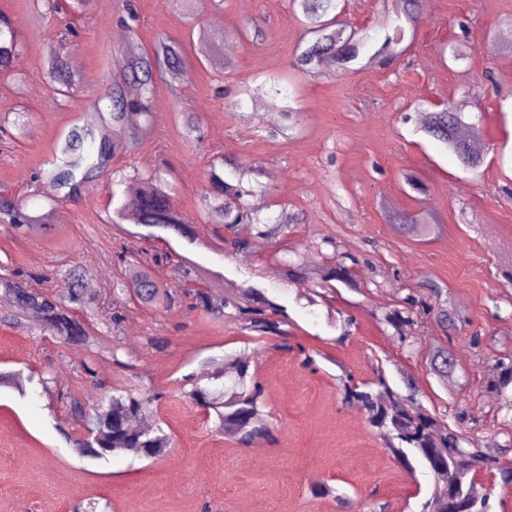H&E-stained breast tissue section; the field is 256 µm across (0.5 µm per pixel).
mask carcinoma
I'll return each instance as SVG.
<instances>
[{
  "instance_id": "cac0c4a2",
  "label": "carcinoma",
  "mask_w": 512,
  "mask_h": 512,
  "mask_svg": "<svg viewBox=\"0 0 512 512\" xmlns=\"http://www.w3.org/2000/svg\"><path fill=\"white\" fill-rule=\"evenodd\" d=\"M301 13L306 33L313 35L307 46L295 56L294 66L306 73H315L326 62L358 57L371 36L354 31L343 36L336 27L337 0H293ZM20 41L10 22L0 15V71L9 69L18 54ZM48 69L57 84V93L65 96L76 82L69 50L54 49L48 57ZM191 70L176 45L159 43L154 49L123 54V72L107 87L104 98L109 111L99 104L91 106L93 115L82 124L72 126L59 139L51 168L35 176L55 187L53 205L65 207L78 200L84 190L108 170L122 154L132 152L152 132L155 115L149 102L158 78L187 80ZM271 83L265 98L279 110L280 122L272 136L288 139L297 134L301 113L279 100L282 94L280 79L269 77L255 86H245L240 94L249 99L255 92ZM138 87L135 96L127 92V85ZM464 115L452 106L430 113L422 131L440 141L455 153L469 169L476 171L484 163V145L476 139L464 138L459 129ZM261 172L221 158L211 166L208 188L202 197V220L228 231L238 224H249L254 230L250 239L232 241L235 249L252 252L259 244L275 242L288 236L298 218L283 210L275 218L264 214V207L252 199L265 193L266 186L258 180ZM140 183L137 193L124 196L114 213L120 223L130 222L149 227H161L181 237H191L195 219L175 210L171 203V186L158 173L137 174ZM39 217L27 211L24 200L0 195V225L20 231L38 223ZM399 229L404 233L426 236L432 225L423 224L413 216L402 220ZM172 260L165 253L148 256L133 247L120 246L114 252L117 278L112 286V312L106 327L113 344L106 345L97 330L102 308L100 295L84 287L90 278V269L84 264L58 267L55 279L59 287L44 291L27 287L25 275L19 272L0 274V297L11 305L0 309V324L21 331L37 330L55 337L63 344L83 348L94 354L116 353L120 329L124 319L120 300L127 298L155 310H168L184 305L205 318H232L259 337L283 336L287 324L283 306L270 300L257 288L232 291L224 297L214 296L204 288L202 274L190 262L176 263L178 277L195 282L197 287L178 294L158 285L149 275L152 263ZM331 264L317 263L310 257L302 259L303 269L323 283L347 282L346 262L356 263V256L345 253L330 256ZM404 311L384 316L399 335H404L413 324L412 313L419 301L412 296L404 300ZM205 371L185 376L190 389L185 396L214 420L215 429L237 443L247 446L272 435L273 423L263 412L264 391L260 382L250 373L246 356L209 358L202 362ZM374 385L378 391L361 388L347 380L343 384V401L364 410L367 422L391 440L390 449L395 458L408 468L411 460L423 464L432 476L429 498L422 512H488L489 497L472 499L458 495L455 485L448 482L446 469L451 460H461L469 467L467 478L480 470H497L502 485L512 484V467L498 465L496 457L463 446L464 438L427 410L415 405L393 391L380 378ZM160 395L140 392L123 383L112 388V395L93 406L74 401L71 412L79 419L83 433L68 437L76 453L91 460L126 455L139 459L160 461L169 455L171 436L152 419ZM141 420L144 425L134 426Z\"/></svg>"
}]
</instances>
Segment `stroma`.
<instances>
[{
    "label": "stroma",
    "mask_w": 512,
    "mask_h": 512,
    "mask_svg": "<svg viewBox=\"0 0 512 512\" xmlns=\"http://www.w3.org/2000/svg\"><path fill=\"white\" fill-rule=\"evenodd\" d=\"M130 5L140 47L178 44L191 77L158 81L152 135L78 201L52 207L45 183L32 176L46 168L61 133L85 117L90 95L121 70L123 45L112 34ZM338 10L342 24L368 30L377 48L403 26L406 52L386 64L363 56L295 71L307 39L290 0H112L108 8L88 0L77 14L54 13L47 0H0L21 41L11 70L0 74V124L20 111L34 117L24 137L0 133V192L31 195V210L45 218L26 232L0 226V262L28 273L29 287L39 290L52 287L56 266L83 263L102 291L112 285L114 251L128 242L190 259L207 271L209 288H259L288 314L285 336L256 340L232 319L126 303L121 348L97 358L94 384L78 370L85 350L0 325V371L15 375L0 387V512H72L87 499L109 512H371L380 504L385 512H421L431 476L400 464L363 411L343 402L346 378L361 384L382 376L401 393L414 384L418 403L512 466V384L496 387L512 365V39L502 36L512 30V0H419L412 25L392 0H339ZM249 21L263 32L254 46L243 31ZM70 26L78 31L71 43ZM63 42L80 80L57 99L47 58ZM228 44L237 50L223 69L202 61V52L223 53ZM259 73L289 77L302 114L293 138L271 137L257 101L239 99ZM441 103L458 107L479 131L487 153L478 172L423 132L421 114ZM187 112L200 117L202 141L185 136ZM222 155L265 170L260 202L268 215H299L289 259L324 239L357 254L350 284L284 281L266 251L236 252L224 230L200 223L209 165ZM136 169L164 171L174 207L196 219L193 239L112 223V196L127 191L125 177ZM408 173L425 193L409 188ZM395 213L421 216L432 233H397L389 221ZM433 283L442 297L431 293ZM410 295L432 311L414 314L401 338L383 316ZM443 298L450 325L436 315ZM152 337L162 347L149 345ZM440 346L453 355L444 377L426 365ZM240 353L251 358L275 426L258 454L215 431L183 395L185 376L205 358ZM123 361L134 370L121 372ZM40 374L86 405L120 375L161 393L155 417L172 437L169 455L78 457L66 439L77 424L67 404L37 384ZM315 483L336 496L313 495Z\"/></svg>",
    "instance_id": "35a3bbf8"
}]
</instances>
